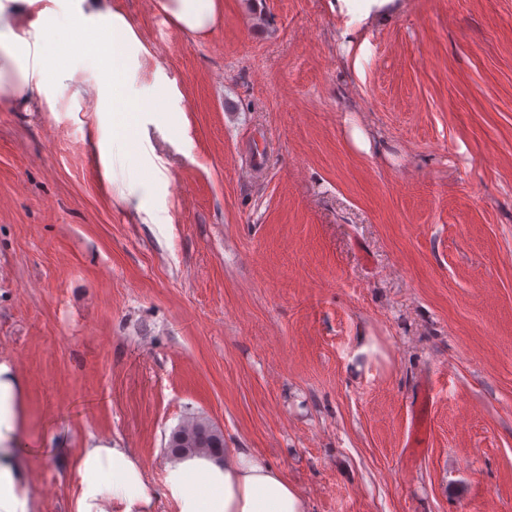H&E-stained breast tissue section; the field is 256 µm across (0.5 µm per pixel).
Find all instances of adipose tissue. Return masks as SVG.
<instances>
[{"label": "adipose tissue", "mask_w": 512, "mask_h": 512, "mask_svg": "<svg viewBox=\"0 0 512 512\" xmlns=\"http://www.w3.org/2000/svg\"><path fill=\"white\" fill-rule=\"evenodd\" d=\"M395 0H336L344 21L336 31L343 51H355L361 72L370 51L360 32L384 23ZM179 30L209 36L224 20L223 0H157ZM95 35L85 43L80 33ZM66 34L73 55L90 56L97 77L85 93L94 104L98 131H109L121 112H157L170 97L163 75L134 100L128 86L145 52L113 0H0V98L17 112L52 107L62 70L52 40ZM23 385L15 365L0 359V512H37L31 495L32 464L19 446ZM75 493L72 512H155L158 497L176 512H307L300 490L250 448H228L223 460L203 454L167 461L161 487L148 483L140 458L119 442L89 437L68 457Z\"/></svg>", "instance_id": "1"}]
</instances>
